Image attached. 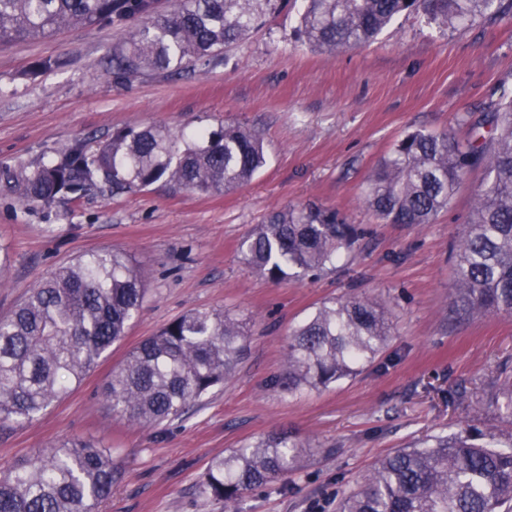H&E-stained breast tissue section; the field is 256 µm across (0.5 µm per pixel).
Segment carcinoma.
Returning <instances> with one entry per match:
<instances>
[{"label": "carcinoma", "mask_w": 512, "mask_h": 512, "mask_svg": "<svg viewBox=\"0 0 512 512\" xmlns=\"http://www.w3.org/2000/svg\"><path fill=\"white\" fill-rule=\"evenodd\" d=\"M273 0H180L161 13L157 0H0V42L49 38L70 26L135 23L112 49L115 81L145 70L179 74L216 63L258 25ZM300 31L319 50L366 45L397 16L422 12L441 27L512 14V0H303ZM460 145L446 133L402 138L367 177L366 203L381 224H430L465 174L481 167L468 224L459 235L450 310L457 320L512 314V87L472 124ZM266 164L258 131L234 122L189 135L162 126L122 128L95 144L75 141L34 167L0 165L25 204L50 206L106 188L141 191L156 182L222 194ZM362 233L332 209L288 205L241 243L243 262L272 283L336 267ZM145 293L140 270L122 250L79 256L30 289L0 318V429L30 424L66 396L125 335ZM394 324L386 305L350 296L323 302L288 332L286 363L271 384L291 396L357 375L385 350ZM239 321L193 310L142 340L112 371L103 397L116 416L144 427L181 419L224 385L247 345ZM489 396L512 424V381ZM304 444L286 432L212 458L199 484L210 502L231 505L248 491L298 470ZM121 475L112 453L68 438L0 470V512H100ZM337 512H512V434L465 429L401 448L337 502Z\"/></svg>", "instance_id": "carcinoma-1"}]
</instances>
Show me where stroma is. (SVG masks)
Here are the masks:
<instances>
[{
    "mask_svg": "<svg viewBox=\"0 0 512 512\" xmlns=\"http://www.w3.org/2000/svg\"><path fill=\"white\" fill-rule=\"evenodd\" d=\"M296 0H278L217 64L173 76L154 71L117 84L101 67L127 37L109 26L64 28L49 39L0 44V162L33 166L77 139L163 125L190 132L238 122L259 129L265 168L237 190L95 191L52 207L23 205L0 180V317L59 266L97 250L129 252L143 275L139 318L83 381L38 421L0 431V469L68 437L110 450L121 480L102 512H309L396 449L474 425L499 431L486 394L512 374V315L448 318L452 243L485 173L469 171L432 223L380 224L365 178L416 130L470 139L472 122L512 83V16L441 28L398 16L367 46L340 54L299 40ZM39 58L59 60L32 73ZM317 204L367 229L336 270L275 284L240 258L261 218ZM382 298L395 325L386 352L356 377L296 396L270 384L285 361L288 328L326 299ZM197 309L246 319L252 338L235 373L185 418L144 428L114 416L103 388L146 336ZM286 431L308 442L285 484L245 494L232 508L205 500L208 461Z\"/></svg>",
    "mask_w": 512,
    "mask_h": 512,
    "instance_id": "stroma-1",
    "label": "stroma"
}]
</instances>
